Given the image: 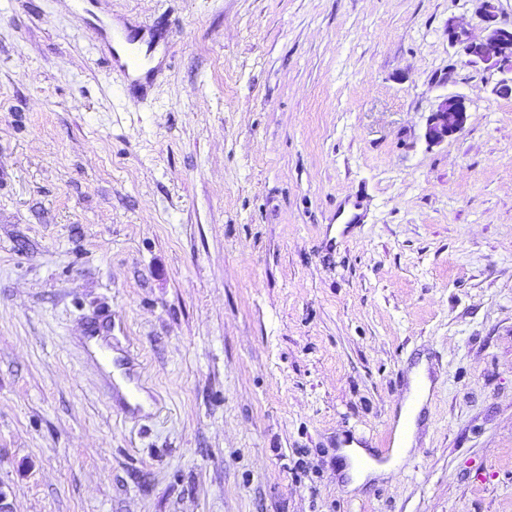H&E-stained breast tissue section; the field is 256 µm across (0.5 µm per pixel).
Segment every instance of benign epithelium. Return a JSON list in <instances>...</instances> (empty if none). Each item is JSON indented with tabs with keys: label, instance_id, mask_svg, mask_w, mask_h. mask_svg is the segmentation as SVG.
I'll use <instances>...</instances> for the list:
<instances>
[{
	"label": "benign epithelium",
	"instance_id": "benign-epithelium-1",
	"mask_svg": "<svg viewBox=\"0 0 512 512\" xmlns=\"http://www.w3.org/2000/svg\"><path fill=\"white\" fill-rule=\"evenodd\" d=\"M479 10L487 23L486 35L479 41L478 53L470 62L484 64L504 75L498 86L503 97L512 96V27L498 21V8L492 0H478ZM468 108L464 97H445L428 121L426 138L440 143L459 132L467 120Z\"/></svg>",
	"mask_w": 512,
	"mask_h": 512
}]
</instances>
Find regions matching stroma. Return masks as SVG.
<instances>
[{
  "label": "stroma",
  "mask_w": 512,
  "mask_h": 512,
  "mask_svg": "<svg viewBox=\"0 0 512 512\" xmlns=\"http://www.w3.org/2000/svg\"><path fill=\"white\" fill-rule=\"evenodd\" d=\"M476 0H0L14 512H512V97ZM151 33L140 86L116 38ZM465 96L463 130L429 115ZM360 225L327 245L336 208ZM133 351L120 415L90 332ZM418 444L350 492L414 363ZM468 108L463 96L445 97L428 121L426 138L433 143L448 140V137L459 132L467 120Z\"/></svg>",
  "instance_id": "obj_1"
}]
</instances>
